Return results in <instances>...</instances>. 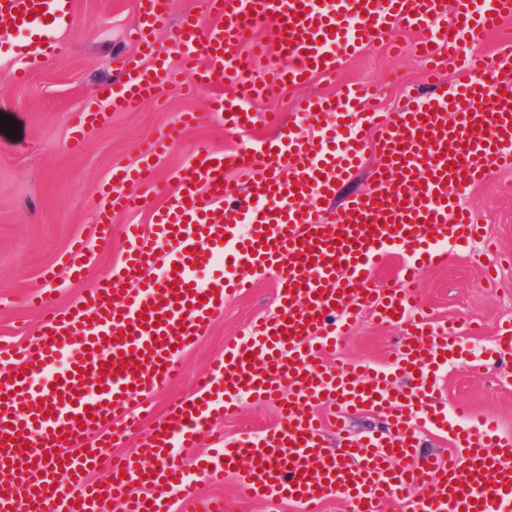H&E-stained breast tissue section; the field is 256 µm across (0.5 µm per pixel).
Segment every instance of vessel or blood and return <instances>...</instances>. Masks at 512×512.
I'll use <instances>...</instances> for the list:
<instances>
[{"instance_id":"obj_1","label":"vessel or blood","mask_w":512,"mask_h":512,"mask_svg":"<svg viewBox=\"0 0 512 512\" xmlns=\"http://www.w3.org/2000/svg\"><path fill=\"white\" fill-rule=\"evenodd\" d=\"M215 18L185 16L170 23V0H146L133 25L146 36L170 29L184 69L198 86H231L214 112L226 129L245 131L259 115L251 104L278 85L329 77L343 59L382 41L387 31L421 34L417 50L436 90L410 94L391 115L366 112L356 85L306 99L301 123L244 147L197 152L196 166L175 188L154 179L153 157L173 137L153 141L135 168H116L101 191L102 206L84 240L61 259L75 281L90 261L86 243L112 234V212L138 208L141 188L163 197L149 226L125 228L121 262L67 308L35 306L46 317L32 346L0 347V472L24 469L27 486L0 484V512H225L222 499L201 501L180 454L194 447L218 411L233 413L241 396L279 402L280 422L260 436L238 439L199 457V476H234L241 495L276 506L288 502L317 512L342 495L349 512H380L396 498L410 512H512V438L448 428L435 399L439 362L465 359L452 330L432 327L415 288L421 268L445 263L449 252L482 238L465 196L498 170L512 169V42L491 60L469 45L478 34L512 21V0H209ZM70 0H0V52L35 63L54 54L49 32L66 28ZM275 33L289 65L255 79L244 55L247 35ZM25 33L16 43V33ZM466 74L438 76L448 61ZM175 78L166 58L143 68L124 64L104 98L75 114L73 141L135 109ZM374 149L373 186L350 197L325 219L323 205L337 184ZM251 171L245 188L228 172ZM287 178H279L280 170ZM247 232H240V225ZM173 243L162 274L142 279L157 240ZM396 260L394 286L375 284L376 271ZM215 268L207 284L199 270ZM277 276V311L253 322L225 347L209 377L154 423L132 455L103 456L105 444L138 427L150 394L178 374L182 356L222 309L230 293L247 288L252 273ZM395 321L404 339L391 369L352 364L328 369L323 356L362 313ZM66 371L51 373L58 359ZM410 386L394 388L396 376ZM339 416L384 414L383 432L344 435L326 447L322 403ZM449 432L446 461L420 455L416 429ZM104 464L106 480L87 484L90 466Z\"/></svg>"}]
</instances>
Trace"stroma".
<instances>
[{"mask_svg":"<svg viewBox=\"0 0 512 512\" xmlns=\"http://www.w3.org/2000/svg\"><path fill=\"white\" fill-rule=\"evenodd\" d=\"M138 8V0H73V19L58 54L33 64L24 81L14 78L19 61L0 55V114L18 122L20 130L13 138L0 129V345L34 340L42 313L29 305L30 296L46 294L58 308L74 302L84 284L110 270L123 254V226L151 224L154 211L163 204L153 196L139 211L113 215L112 236L94 246L84 283L70 281L63 271L56 282L45 281V269L57 267L60 257L85 236L87 225L95 223L97 190L108 182L114 166H137L146 144L175 130L177 142L155 163L156 179L171 184L191 165L199 148L221 151L242 142L211 115L216 100L227 93L225 86L195 90L187 76L182 86L165 88L134 111L114 113L109 125L89 130L81 146L73 145V114L98 100L122 60L148 66L160 54L171 64L179 62L168 33H155L148 48L133 35ZM390 37L399 42V51L381 41L345 59L335 78L315 76L301 86L274 89L255 105L266 119L255 126L251 139L269 137L273 121L294 120L299 99L335 93L344 82L367 87L369 104L384 113L396 110L408 93L424 91L423 65L413 50L415 33L395 30ZM188 112L197 113L199 120L185 128L180 121ZM468 202L500 251L512 253V172L492 174L470 190ZM485 262L476 249L450 253L445 264L421 275L417 293L434 321L462 332L471 325L476 328L466 342L483 359V368L474 371L466 362H453L438 374L437 394L449 419L469 425L490 420L499 435L512 436V384L501 380L507 366L486 356L497 326L512 320V265H501L490 283L483 274ZM253 283L248 292L225 302L222 314L184 356L180 379L152 395L156 415H164L170 402L188 396L225 346L244 335L254 319L273 314L275 273H258ZM401 341L395 326L365 315L353 324L335 360L383 366L392 361ZM240 407L232 418L214 413L211 435L231 441L259 435L279 418L276 404L263 399L243 396Z\"/></svg>","mask_w":512,"mask_h":512,"instance_id":"1","label":"stroma"}]
</instances>
